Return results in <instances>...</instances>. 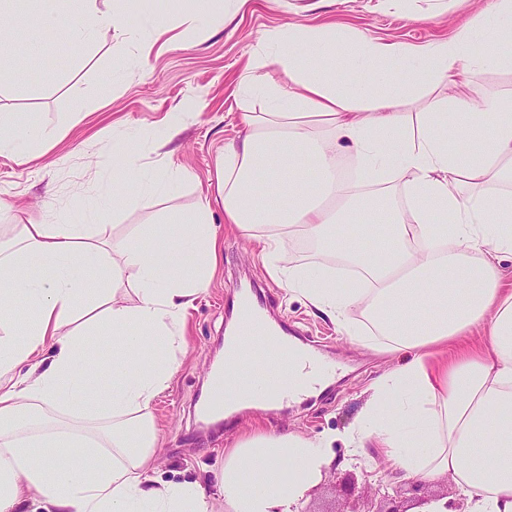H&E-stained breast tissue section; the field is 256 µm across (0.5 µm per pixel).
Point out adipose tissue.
Here are the masks:
<instances>
[{
    "label": "adipose tissue",
    "mask_w": 512,
    "mask_h": 512,
    "mask_svg": "<svg viewBox=\"0 0 512 512\" xmlns=\"http://www.w3.org/2000/svg\"><path fill=\"white\" fill-rule=\"evenodd\" d=\"M511 25L512 0H494L491 14L422 49L333 28L274 30L239 82L266 111L243 113L214 195L177 223L146 243L84 236L71 224L12 225L0 240V512H209L213 500L224 512H294L319 480L330 439L292 433L238 443L211 497L199 482L155 475L150 405L177 371L171 352L186 310L218 264L216 201L226 223L261 244L287 292L340 333L398 353L347 438L352 453L381 448L401 479L450 478L466 512H512V290L500 270L512 259V112L500 97L466 94L461 79L482 61L477 43ZM30 26L67 32L86 56L98 35L119 30L134 35L140 62L165 33L155 16L134 22L98 0H36ZM270 64L287 83L267 82ZM54 138L0 113V155L17 164L28 162L29 144ZM345 153L372 188L357 204L337 172ZM113 154L112 193L81 200L87 218L102 220L131 197L151 207L184 177L146 167L128 135ZM397 178L404 199L393 204L380 186ZM350 214L361 227L383 226L377 252L343 233ZM298 233L359 269L365 288L296 264L283 240ZM17 302L35 315L21 333ZM474 327L484 341L458 344ZM108 332L122 349L102 379L86 345ZM157 347L166 357H149Z\"/></svg>",
    "instance_id": "obj_1"
}]
</instances>
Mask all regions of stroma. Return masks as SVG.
<instances>
[{"instance_id":"35a3bbf8","label":"stroma","mask_w":512,"mask_h":512,"mask_svg":"<svg viewBox=\"0 0 512 512\" xmlns=\"http://www.w3.org/2000/svg\"><path fill=\"white\" fill-rule=\"evenodd\" d=\"M494 0H213L224 14L222 26L194 32L193 0H120L130 19L144 13L164 21L167 35L147 64H139L120 32L101 35L88 61L75 59L61 31L30 28V0H14L6 18L17 33L14 45L0 48V65L15 55L38 57L36 79L17 73L12 86L0 90V109L18 113L27 124L55 131L54 146L25 165L0 156V225L24 224L48 216L53 224H77L75 199L98 195L101 175L113 165L112 138L130 131L143 161L171 162L184 180L149 209L129 204L106 216L108 232L129 238L136 232L175 220L192 210L216 178L227 143L243 133L241 115L262 112L260 97L237 94V84L258 56L269 31L291 23L336 27L390 43L424 46L453 38L478 13H489ZM190 99L201 107L181 129L163 141L157 130L168 112ZM212 224L221 247V262L210 287L188 307L179 369L168 389L151 403L159 439L157 474L172 481L213 479L233 445L255 432L332 437V466L301 503L303 512H345L342 487L354 480L357 490L378 484L395 487L380 449L354 459L347 436L365 408L372 383L391 365L395 354L368 349L339 334L329 319L318 316L301 296L286 293L268 273L258 248L224 222V208L214 205ZM257 282L268 318L287 322L296 340L335 364L326 385L295 401L271 409L245 411L219 422L210 437L193 407L207 388V375L224 354L231 319L227 307L235 285Z\"/></svg>"}]
</instances>
